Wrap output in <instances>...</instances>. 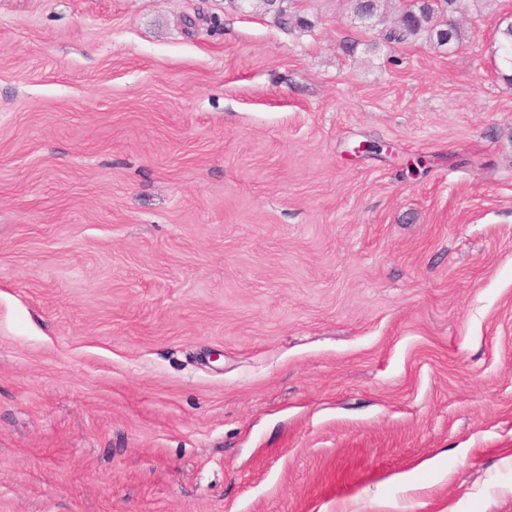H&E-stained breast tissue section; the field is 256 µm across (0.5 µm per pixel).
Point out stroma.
Masks as SVG:
<instances>
[{"label": "stroma", "mask_w": 512, "mask_h": 512, "mask_svg": "<svg viewBox=\"0 0 512 512\" xmlns=\"http://www.w3.org/2000/svg\"><path fill=\"white\" fill-rule=\"evenodd\" d=\"M506 19L0 0V512H512ZM440 1L439 6L424 0H414L404 6L397 14L398 17L403 16V25L389 26L378 32V39L390 45L403 44L426 36L435 40L439 46H462L464 33L454 19L455 14L463 9L462 1Z\"/></svg>", "instance_id": "35a3bbf8"}]
</instances>
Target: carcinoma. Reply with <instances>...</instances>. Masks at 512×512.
<instances>
[{"label": "carcinoma", "mask_w": 512, "mask_h": 512, "mask_svg": "<svg viewBox=\"0 0 512 512\" xmlns=\"http://www.w3.org/2000/svg\"><path fill=\"white\" fill-rule=\"evenodd\" d=\"M352 12L357 16H383L388 10V0H351ZM462 11L461 0H441L435 5L429 0H413L399 10L403 25L389 26L378 33V39L387 45L403 44L421 37H429L439 46L460 47L464 33L454 21L455 14ZM503 60L512 66V21L498 27Z\"/></svg>", "instance_id": "carcinoma-1"}]
</instances>
